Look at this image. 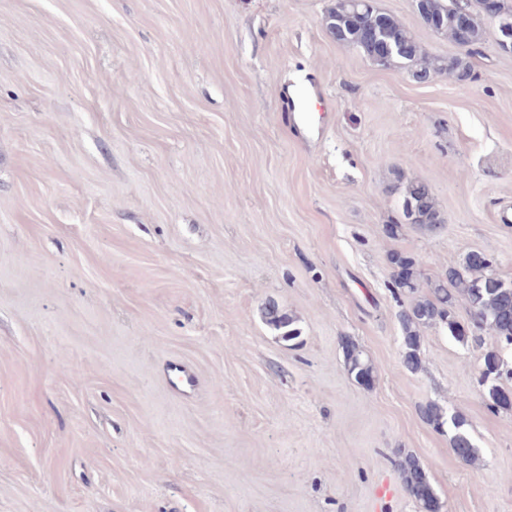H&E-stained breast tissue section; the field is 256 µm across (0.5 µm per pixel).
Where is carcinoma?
Wrapping results in <instances>:
<instances>
[{"instance_id":"carcinoma-1","label":"carcinoma","mask_w":512,"mask_h":512,"mask_svg":"<svg viewBox=\"0 0 512 512\" xmlns=\"http://www.w3.org/2000/svg\"><path fill=\"white\" fill-rule=\"evenodd\" d=\"M457 8L456 4L450 7L437 3L439 20L428 25L431 30L447 35L457 47L463 48L459 54L448 58L429 56L414 33L392 15L380 11L373 0L366 3L336 0V7L326 17V27L338 42L357 49L370 59L374 57L372 45L367 40L370 32L393 47L402 45L403 50L393 51L384 66H401L418 82H427L438 75L465 82L475 79L470 58L479 55L484 44L486 17L473 14L469 28L462 32L457 27L453 13ZM392 191L400 194L402 212L408 223L434 231L443 222L427 183L406 181L400 174ZM390 264L397 270L393 291L411 299L410 306L398 315L403 333L402 359L407 369L415 371L419 368L420 329L433 324L445 325L450 336L464 345L470 343L481 347L484 334L494 336L498 346L486 349L483 354V365L487 368L501 360V349L512 347V282L497 277L493 273L492 263H471L465 258L459 266L448 268L441 278L426 285L417 278L416 259L392 253ZM424 287L427 288L425 292L422 291ZM461 300L469 307L470 323L466 326L454 316L455 306ZM264 319L290 342L301 336L300 329L296 327V318L281 312L274 304L265 308ZM345 354L348 372L355 382L371 384L374 369L363 351L350 344L345 347ZM505 381H512V370H506L499 377L484 383L492 410L503 406ZM421 414L434 426L440 428L446 425L451 429V445L464 462L476 461L477 448L466 430L463 415L447 417L436 404L423 406ZM398 469L406 490L419 504L424 505L437 497L425 470L413 456L407 455L400 460Z\"/></svg>"}]
</instances>
